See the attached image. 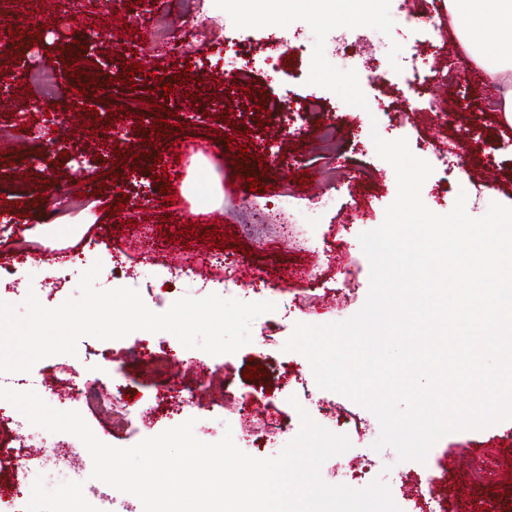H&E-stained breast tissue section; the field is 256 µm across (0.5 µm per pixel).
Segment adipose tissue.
Segmentation results:
<instances>
[{"instance_id":"adipose-tissue-1","label":"adipose tissue","mask_w":512,"mask_h":512,"mask_svg":"<svg viewBox=\"0 0 512 512\" xmlns=\"http://www.w3.org/2000/svg\"><path fill=\"white\" fill-rule=\"evenodd\" d=\"M448 14L464 56L498 92V108L512 125V0H447Z\"/></svg>"}]
</instances>
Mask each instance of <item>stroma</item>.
I'll use <instances>...</instances> for the list:
<instances>
[{"label": "stroma", "mask_w": 512, "mask_h": 512, "mask_svg": "<svg viewBox=\"0 0 512 512\" xmlns=\"http://www.w3.org/2000/svg\"><path fill=\"white\" fill-rule=\"evenodd\" d=\"M50 0H38L36 39L44 57L40 67H51L58 82L51 99L54 112L66 127L65 136L34 141L19 117L29 102L44 101L40 85L11 86L0 94V118L11 124L8 136L0 138V180L29 185L25 194L7 193L0 198V215L11 219L19 240H35L56 256L82 252L83 263L71 270L67 283L54 292L42 286L45 266L31 258L18 268L15 290L0 294V300L20 304L35 292L48 308L61 305L77 292L85 268L101 262L97 285L102 289L132 287L134 281L162 286L160 295L143 294L145 305L156 313L167 311L181 297L203 298L230 294L243 302L268 301L275 311L256 318L252 340L233 354L211 355L185 348L170 333L139 330L125 338L79 340L76 355H55L38 361L29 376L42 380L60 365H68L75 379L110 373L112 366L124 369L121 379L126 394L116 401L111 391L100 394L96 405L74 404L95 436L102 442L128 448L171 428L174 421L195 419V434L205 442L219 441L232 433L244 453L267 458L253 437L245 435L236 403L224 402L218 389L209 396L183 403L177 419H170L166 389L193 384L198 365L220 369L237 401L261 399L266 405L265 422L269 440L284 448L294 435L282 424L300 426L301 413L324 424L329 412L345 423L343 433L351 446L330 457L321 467L322 479L331 485H347L348 462L367 455L373 461L369 479L385 477L393 499L402 512H419L430 504L434 512H512V483L502 471L512 463V419L482 429L449 433L429 450L425 461H402L392 447L374 450L380 436L376 416L350 398L320 388L309 361L302 354L285 350L295 324L323 325L352 317L365 304L370 290L371 266L359 235L379 227L386 208L397 195L393 167L376 152L373 135L386 140L406 139L413 155L427 161L433 172L421 196L432 212L449 213L461 189L491 183L494 200L512 207V126L501 112L485 108L495 93L485 85L474 66L458 70L453 61L461 49L456 40L445 0H358L346 6L335 0L336 25L350 37L368 35L369 50L385 69L397 70L415 45L446 44V56L430 53L422 60L425 69H447V82L417 92L408 86L390 87L366 80L358 69L362 54L342 56L331 50V27L325 14L304 8L299 0H279V33L271 35L269 18L253 12L240 0H224L222 16L234 28L249 51L245 71L224 60L221 45L209 35L191 33L197 11H212L211 0H141L131 6L114 0L113 11L134 21L143 37L140 44L105 42L88 51L85 71L96 80L98 94L78 95V85L61 54L73 50L90 15L57 13ZM430 12L428 26L407 24V16ZM163 21L167 37L151 36L156 21ZM299 34L295 52L281 54V40ZM147 72L135 76L134 87L118 78L132 62ZM190 65L189 81L176 83L180 66ZM168 82L164 93L159 82ZM203 97H196L197 89ZM171 110L176 121L185 122L183 135L198 146L183 178L175 182L174 202L164 199L165 177L152 165L158 155L173 148L179 136L159 139L148 148L150 126L155 115L151 102ZM335 111H327V103ZM292 113H285L286 105ZM91 114H83V107ZM123 107L142 114L143 122H130V144L120 149L95 140L88 125L108 119V107ZM270 115L259 123V112ZM454 112L453 123L443 125L429 118L433 112ZM248 132L255 149L252 156L230 161L226 139L233 131ZM460 146L463 161L446 169L439 154ZM140 158L137 171L124 168L106 173L105 163L117 154ZM306 174L299 182L298 174ZM257 178V191L244 189L243 178ZM67 180L78 193V210L68 215L52 213L48 201L50 183ZM287 195L292 221L307 226L309 233L285 242L276 224H260L258 213L268 211L280 195ZM328 197L332 205L317 208L316 197ZM200 227L218 224L221 231L238 235L246 248L239 270L243 284L232 291L197 276L176 283L168 280V266L185 256L181 241L175 240L176 224L171 214ZM135 268L137 280L110 276L114 261ZM353 292L341 306H308L309 295L332 297L343 283ZM269 326L267 340L260 329ZM157 352L171 348L182 361L177 378L157 375L138 355L140 348ZM255 378H248V370ZM131 426H123V418ZM90 455H82L78 468H59L36 475L34 484L20 500L22 512H103V501L90 498L73 504L69 487L76 473L91 474Z\"/></svg>", "instance_id": "35a3bbf8"}]
</instances>
